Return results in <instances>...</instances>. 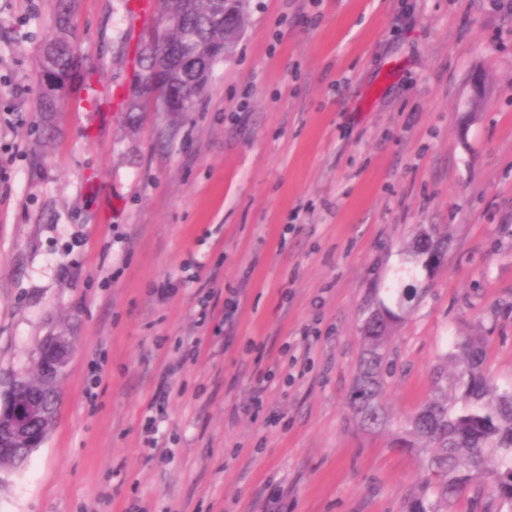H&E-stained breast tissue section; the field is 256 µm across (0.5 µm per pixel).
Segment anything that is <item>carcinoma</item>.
<instances>
[{"instance_id": "cac0c4a2", "label": "carcinoma", "mask_w": 512, "mask_h": 512, "mask_svg": "<svg viewBox=\"0 0 512 512\" xmlns=\"http://www.w3.org/2000/svg\"><path fill=\"white\" fill-rule=\"evenodd\" d=\"M57 30L69 28L72 0H56ZM157 20L179 17L183 26L173 29L165 43L148 46L151 27L142 30L136 47L138 68L157 67L164 86L176 100L196 104L203 87L197 70L213 68L219 60L209 55L215 43L234 41L233 34L210 23L214 0H154ZM194 36L192 51L179 48L186 32ZM54 57L52 87L42 88L40 111L52 112L68 88V76L79 62L72 41L54 38L47 46ZM445 232L423 231L402 252L385 296L371 303L361 326L363 350L349 393L356 424L371 433L388 432L392 445L416 457L424 478L407 498V512H454L467 499L481 512H512V384H493L485 369V353L470 337L454 338L449 351L432 373V396L412 413L397 417L383 402L387 346L394 327L427 292L423 280L433 267L428 253H441ZM453 372H448V361ZM491 479L485 488L483 479Z\"/></svg>"}]
</instances>
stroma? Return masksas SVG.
Masks as SVG:
<instances>
[{
	"label": "stroma",
	"mask_w": 512,
	"mask_h": 512,
	"mask_svg": "<svg viewBox=\"0 0 512 512\" xmlns=\"http://www.w3.org/2000/svg\"><path fill=\"white\" fill-rule=\"evenodd\" d=\"M131 2L71 14L122 96ZM55 32L54 0H0V399L45 336L72 338L55 424L0 469V512H405L415 458L348 406L359 326L402 249L447 231L384 402L418 407L453 336L512 383V8L246 0L192 112L95 108L78 78L38 111Z\"/></svg>",
	"instance_id": "obj_1"
}]
</instances>
